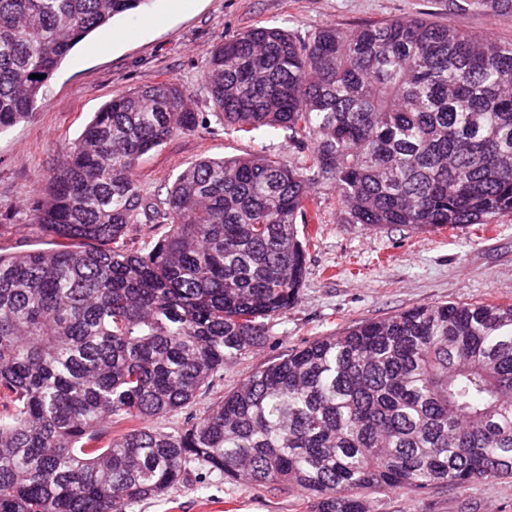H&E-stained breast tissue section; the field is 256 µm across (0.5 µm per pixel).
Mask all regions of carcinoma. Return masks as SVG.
<instances>
[{
    "mask_svg": "<svg viewBox=\"0 0 512 512\" xmlns=\"http://www.w3.org/2000/svg\"><path fill=\"white\" fill-rule=\"evenodd\" d=\"M146 2L0 0V132L78 43ZM448 10L512 15V0ZM202 84L233 131H288L294 160L202 157L157 203L136 170L205 128L186 94L125 91L84 126L30 205L50 247L0 254V512H126L200 469L299 490L314 512L512 478V302L359 322L194 410L297 302L298 225L323 221L313 187L372 228L512 214V41L422 17L307 39L253 26L210 52ZM139 224L167 231L144 252ZM184 409L176 432L137 426Z\"/></svg>",
    "mask_w": 512,
    "mask_h": 512,
    "instance_id": "carcinoma-1",
    "label": "carcinoma"
}]
</instances>
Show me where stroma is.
I'll list each match as a JSON object with an SVG mask.
<instances>
[{
  "mask_svg": "<svg viewBox=\"0 0 512 512\" xmlns=\"http://www.w3.org/2000/svg\"><path fill=\"white\" fill-rule=\"evenodd\" d=\"M426 17L477 35L512 40V17L448 10V0H149L143 13L114 18L79 43L50 80L36 110L0 134V252L44 249L29 207L49 169L113 96L166 80L185 91L206 130L172 137L144 157L137 178L145 193L165 198L177 175L198 158L245 156L260 150L288 160L285 131L247 136L225 128L200 78L209 52L248 27H280L300 38L319 29ZM325 214L308 249L307 277L296 305L275 318L266 342L225 364L224 378L198 397L204 408L265 363L318 336L359 321H379L420 304L512 300V215L490 224L420 231L339 223L336 194L318 189ZM367 512H512V478L488 481L467 494L445 487L425 493L379 492ZM130 512H311L300 492L230 485L196 471L179 486Z\"/></svg>",
  "mask_w": 512,
  "mask_h": 512,
  "instance_id": "obj_1",
  "label": "stroma"
}]
</instances>
